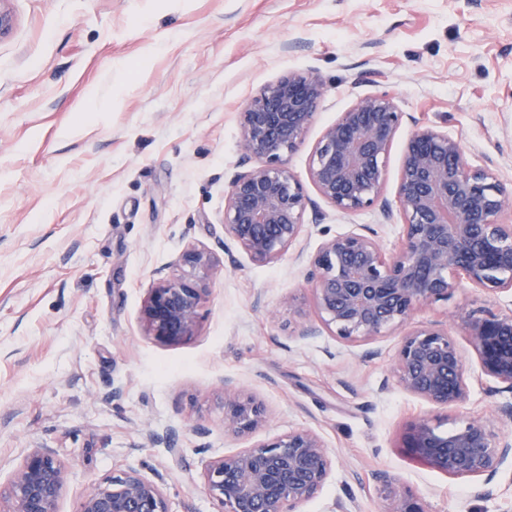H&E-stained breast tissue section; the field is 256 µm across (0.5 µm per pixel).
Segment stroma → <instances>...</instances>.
<instances>
[{
    "label": "stroma",
    "instance_id": "35a3bbf8",
    "mask_svg": "<svg viewBox=\"0 0 512 512\" xmlns=\"http://www.w3.org/2000/svg\"><path fill=\"white\" fill-rule=\"evenodd\" d=\"M0 37V484L24 456L54 449L69 470L57 512L126 467L167 475L172 512H218L201 490L215 457L297 429L316 432L332 473L302 512H382L379 474L427 512H512V464L492 496L417 461L406 426L449 431L479 417L512 436L487 395L465 331L512 310V295L462 284L420 307L466 358V398L437 408L390 376L400 335L349 342L321 330L306 284L323 235L400 228L378 209L344 214L309 177L323 129L364 95L459 138L469 163L512 183V0H6ZM314 71L327 91L288 168L313 205L299 248L253 263L224 231V194L243 151L238 114L264 85ZM219 261L191 339L148 336L141 308L156 271L187 243ZM233 379L264 402L250 435L224 431ZM161 435L158 443L146 431ZM179 457H172L171 448Z\"/></svg>",
    "mask_w": 512,
    "mask_h": 512
}]
</instances>
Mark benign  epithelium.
Wrapping results in <instances>:
<instances>
[{
	"label": "benign epithelium",
	"mask_w": 512,
	"mask_h": 512,
	"mask_svg": "<svg viewBox=\"0 0 512 512\" xmlns=\"http://www.w3.org/2000/svg\"><path fill=\"white\" fill-rule=\"evenodd\" d=\"M326 92L315 72H290L268 83L239 113L243 159L224 196V231L255 263L269 264L295 245L311 200L288 170ZM386 91L357 99L322 131L309 165L319 196L342 213L379 208L387 224L400 216V247L385 252L367 227L324 239L310 260L307 282L321 324L341 339L369 341L401 333L391 372L407 393L437 407L467 396L464 358L448 329L410 325L421 306L446 297L465 281L490 294L512 292V186L472 167L463 142L438 126L411 118L402 153L396 203L384 197L386 161L404 124ZM217 261L201 247L183 248L148 288L141 321L148 335L179 343L195 335ZM488 391L512 392V312H487L466 323ZM224 431L240 437L267 419L265 405L224 382ZM405 447L430 468L485 486L512 459V440L477 418L442 431L428 418L413 420ZM333 460L308 429L288 432L215 458L202 476L218 512H301L324 486ZM69 472L51 448H34L14 477L0 486V512H56ZM165 476L128 467L85 490L76 512H171ZM383 512H427L414 494L382 478Z\"/></svg>",
	"instance_id": "1"
}]
</instances>
